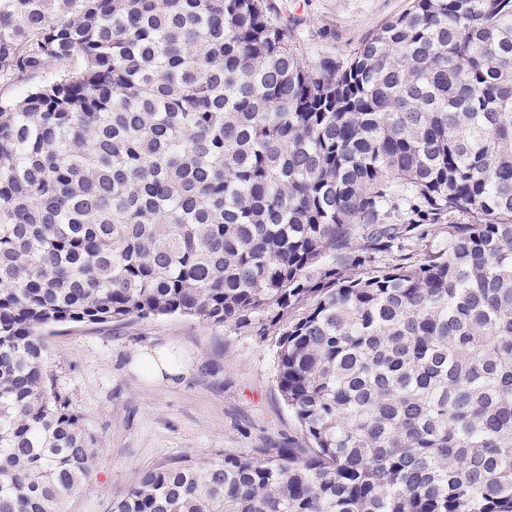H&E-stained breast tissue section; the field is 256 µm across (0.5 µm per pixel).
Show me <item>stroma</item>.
<instances>
[{"mask_svg": "<svg viewBox=\"0 0 512 512\" xmlns=\"http://www.w3.org/2000/svg\"><path fill=\"white\" fill-rule=\"evenodd\" d=\"M299 35L306 57H350L412 0H272ZM47 366L95 439V470L66 512H111L139 473L185 457L248 458L269 442L298 438L275 382L268 343L178 316L72 323L44 333ZM170 342L192 365L173 387L128 369L137 351Z\"/></svg>", "mask_w": 512, "mask_h": 512, "instance_id": "obj_1", "label": "stroma"}]
</instances>
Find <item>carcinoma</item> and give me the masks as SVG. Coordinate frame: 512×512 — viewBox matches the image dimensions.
I'll list each match as a JSON object with an SVG mask.
<instances>
[{
    "instance_id": "carcinoma-1",
    "label": "carcinoma",
    "mask_w": 512,
    "mask_h": 512,
    "mask_svg": "<svg viewBox=\"0 0 512 512\" xmlns=\"http://www.w3.org/2000/svg\"><path fill=\"white\" fill-rule=\"evenodd\" d=\"M35 78L0 103V512L97 458L43 329L172 315L269 342L301 442L112 512H512V0L314 62L269 0H0V89Z\"/></svg>"
}]
</instances>
